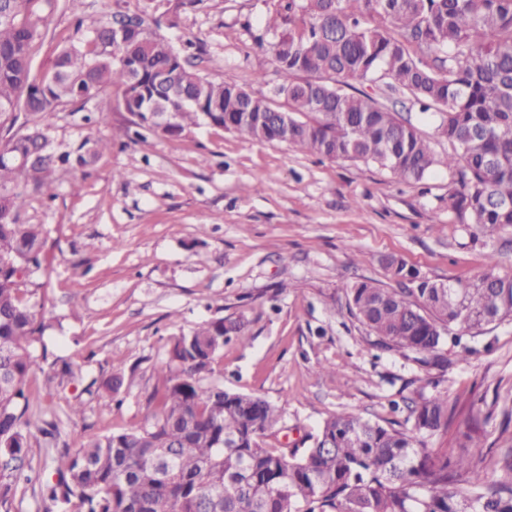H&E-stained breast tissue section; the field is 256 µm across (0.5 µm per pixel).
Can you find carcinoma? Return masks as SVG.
Returning a JSON list of instances; mask_svg holds the SVG:
<instances>
[{
	"mask_svg": "<svg viewBox=\"0 0 512 512\" xmlns=\"http://www.w3.org/2000/svg\"><path fill=\"white\" fill-rule=\"evenodd\" d=\"M54 0H7L0 20V128L26 120L0 144V507L31 481L29 449L42 418L27 392L41 367L46 328L48 230L24 222L36 197H54L57 174L84 170L109 149L101 140L55 144L42 118L123 87L135 125L164 137L191 126L232 130L328 160L372 164L406 184L443 164L453 176L442 207L488 239L512 232V0H272L264 20L282 82L269 95L216 82L198 67L192 40L157 34L145 11L77 20L51 69L33 72ZM121 19L136 36L112 32ZM364 84L383 81L436 119L452 152L438 158L420 129L381 104ZM352 91H347V88ZM171 113L160 127L152 113ZM390 283L347 287L348 311L374 345L443 366L442 348L488 325L512 322V273L497 254L473 278L446 284L391 255ZM242 325L217 319L173 337L150 399L146 428L96 437L53 459L59 480L42 490L68 512H512V448L504 476L486 479L487 421L472 420L470 453L453 460L426 447L448 431V400L430 397L396 429L354 413L328 417L306 448L270 446L278 408L210 381ZM469 474L463 496L456 477Z\"/></svg>",
	"mask_w": 512,
	"mask_h": 512,
	"instance_id": "1",
	"label": "carcinoma"
}]
</instances>
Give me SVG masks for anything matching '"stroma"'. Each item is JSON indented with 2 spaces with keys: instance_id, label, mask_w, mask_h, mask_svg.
<instances>
[{
  "instance_id": "35a3bbf8",
  "label": "stroma",
  "mask_w": 512,
  "mask_h": 512,
  "mask_svg": "<svg viewBox=\"0 0 512 512\" xmlns=\"http://www.w3.org/2000/svg\"><path fill=\"white\" fill-rule=\"evenodd\" d=\"M150 3L59 0L33 49L34 70L50 67L77 19ZM269 5L202 0L159 33L177 44L198 41L210 79L266 94L280 81L272 55L257 43ZM257 72L264 82H253ZM121 97L116 87L111 97L64 106L43 120L60 144L89 138L111 147L93 166L60 178L53 199L32 200L26 211L28 223L47 226L53 259L42 367L65 361L75 375L59 387L40 379L32 385L51 429L32 443L39 477L11 512H44L41 489L56 481L52 459L64 448L147 426L172 338L218 318L243 323L249 341L225 344L213 382L277 406L289 444L341 412L399 428L420 396L444 395L457 417L431 447L461 454L469 415L488 417V450L476 465L498 476L512 448V428L500 427L512 409V324L485 327L468 359L445 347L442 371L374 349L346 306L347 286L386 282L389 255L444 282L482 270V241L439 206L451 180L447 167L421 184H399L372 165L206 126L136 142ZM89 112L98 116L91 125L82 120ZM120 368L133 381L115 399L104 384ZM73 405L80 414L70 413Z\"/></svg>"
}]
</instances>
